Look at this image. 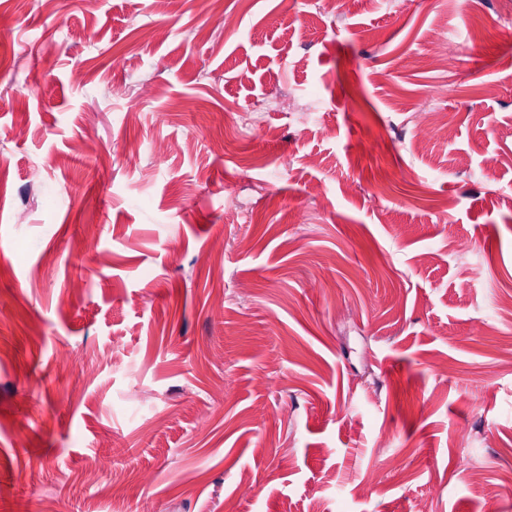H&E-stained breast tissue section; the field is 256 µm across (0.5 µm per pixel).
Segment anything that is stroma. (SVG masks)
<instances>
[{
  "label": "stroma",
  "instance_id": "stroma-1",
  "mask_svg": "<svg viewBox=\"0 0 512 512\" xmlns=\"http://www.w3.org/2000/svg\"><path fill=\"white\" fill-rule=\"evenodd\" d=\"M227 2L0 0V512H512V11Z\"/></svg>",
  "mask_w": 512,
  "mask_h": 512
}]
</instances>
